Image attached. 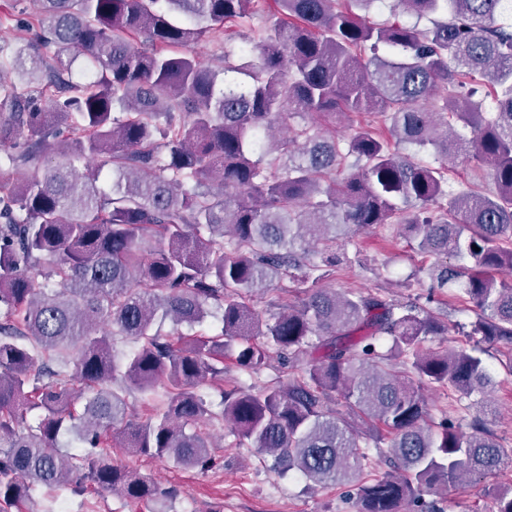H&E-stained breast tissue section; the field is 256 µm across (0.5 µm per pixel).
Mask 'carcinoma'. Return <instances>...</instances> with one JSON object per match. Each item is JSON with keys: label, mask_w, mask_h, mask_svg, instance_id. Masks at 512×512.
I'll list each match as a JSON object with an SVG mask.
<instances>
[{"label": "carcinoma", "mask_w": 512, "mask_h": 512, "mask_svg": "<svg viewBox=\"0 0 512 512\" xmlns=\"http://www.w3.org/2000/svg\"><path fill=\"white\" fill-rule=\"evenodd\" d=\"M30 2L25 36L0 43V512L62 484L169 512L175 491L107 449L120 435L134 453L206 469L216 459L201 426L221 421L280 475L355 486L356 512H404L512 462L488 427L481 347L503 348L512 375L501 0H390L433 17L427 28L367 22L360 11L379 0H277L274 12L268 0ZM217 27L242 28V44L214 70L191 48ZM365 112L345 139L310 121ZM429 146L436 166L400 152ZM450 156L486 167L495 191L449 192ZM106 165L110 195L97 187ZM384 224L435 258L432 284L468 297L479 344L431 350L448 326L415 303L324 285L343 261L336 242ZM276 281L306 298L264 320L250 297ZM213 309L212 336L155 329ZM226 356L293 376L222 389L216 413L201 389L224 377ZM441 389L471 432L432 421L426 392ZM64 436L84 451L61 454ZM371 440L392 466L375 478ZM492 512H512V486Z\"/></svg>", "instance_id": "carcinoma-1"}]
</instances>
